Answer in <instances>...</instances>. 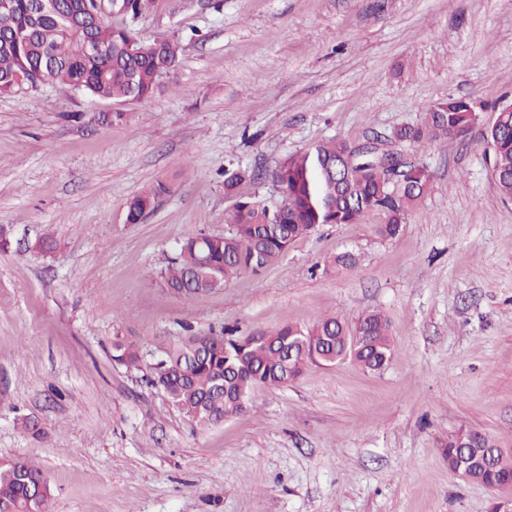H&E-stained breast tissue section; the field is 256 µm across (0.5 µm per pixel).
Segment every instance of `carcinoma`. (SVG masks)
<instances>
[{
	"label": "carcinoma",
	"mask_w": 512,
	"mask_h": 512,
	"mask_svg": "<svg viewBox=\"0 0 512 512\" xmlns=\"http://www.w3.org/2000/svg\"><path fill=\"white\" fill-rule=\"evenodd\" d=\"M0 12V93L20 91L28 83H61L97 100L126 104L152 97L162 78L179 63L180 43L173 37L141 39L131 28L140 0H112V14L93 15V0L75 4L52 18L31 12L33 0H9ZM102 47L85 51L87 38ZM472 102L450 97L425 107L416 125L395 132L396 141L434 144L462 141L470 132ZM497 149L490 154L500 194L512 199V103L497 106L489 133ZM255 178L247 167L224 170V193L235 199L222 236L191 235L181 240L164 271L173 294L193 299L218 290L242 275H258L280 259L291 244L322 224H357L370 213L385 221L378 233L395 237L408 213L430 190L423 166L411 165L392 180L374 156L360 154L344 140L331 139L297 152L272 173L282 196L270 208L238 187ZM167 191L159 183L131 199L127 221L137 223ZM114 360L139 367L140 352L120 341ZM388 320L380 313L351 324L338 316L311 327L284 326L266 333L188 336L165 350L151 366L153 386L201 425H212L243 411L239 401L253 389L278 386L299 377L309 365L349 360L366 372L381 371L390 358ZM488 466L474 463L461 476L478 483L495 481L512 497V451L489 437ZM50 493L42 472L26 460L0 459V512H48Z\"/></svg>",
	"instance_id": "carcinoma-1"
}]
</instances>
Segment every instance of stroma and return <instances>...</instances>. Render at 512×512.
Here are the masks:
<instances>
[{
  "instance_id": "1",
  "label": "stroma",
  "mask_w": 512,
  "mask_h": 512,
  "mask_svg": "<svg viewBox=\"0 0 512 512\" xmlns=\"http://www.w3.org/2000/svg\"><path fill=\"white\" fill-rule=\"evenodd\" d=\"M133 27L181 54L124 121L99 125L114 104L62 84L0 94V459L40 467L49 512H491L496 495L454 475L443 443L461 427L512 435V200L486 153L493 106L512 102V0H151ZM451 97L484 108L464 141L393 140ZM374 137L432 176L398 236L371 213L205 297L163 287L183 238L224 233L229 164L275 207L290 155ZM345 249L355 270L328 271ZM371 311L390 323L383 370L313 365L217 425L149 381L187 336ZM119 339L140 369L113 360ZM167 191L163 183H157L149 191L136 195L128 204L127 221L137 223L142 220L153 208L156 200Z\"/></svg>"
}]
</instances>
